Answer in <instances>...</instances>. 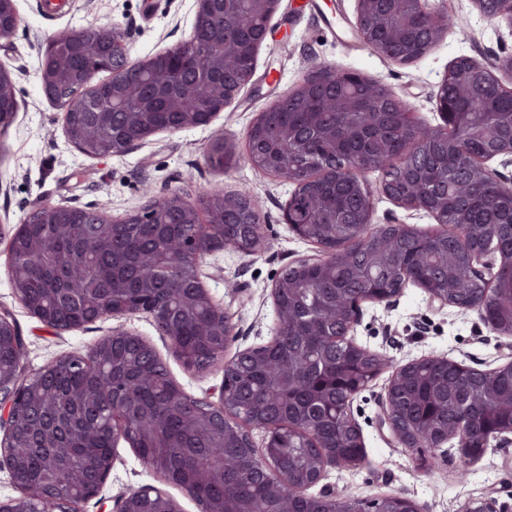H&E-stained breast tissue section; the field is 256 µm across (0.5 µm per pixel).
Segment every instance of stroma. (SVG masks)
<instances>
[{
  "label": "stroma",
  "instance_id": "1",
  "mask_svg": "<svg viewBox=\"0 0 512 512\" xmlns=\"http://www.w3.org/2000/svg\"><path fill=\"white\" fill-rule=\"evenodd\" d=\"M42 2L16 0L19 31L9 45H0V62L15 74L19 102L14 122L0 135V314L10 315L19 328L26 373L71 351L90 350L121 323L156 350L180 388L197 397L218 396L221 372L185 369L149 316L140 314L120 323L110 318L57 331L18 302L7 275V246L31 208L38 204L89 207L119 219L143 210L152 195L175 191L194 200L211 186L227 192L249 187L260 215L264 249L254 255L224 249L206 255L202 263L205 288L234 313L236 334L224 351L230 358L270 340L277 324L271 297L274 281L287 265L320 258L321 252L297 238L285 221L288 184L255 172L242 158L227 170L211 169L205 161L209 144L219 137L244 147L255 115L308 78L319 63L381 83L411 102L422 121L435 126L441 122L436 94L456 57L484 62L512 54V26L487 19L472 0H447L458 28L423 57L406 64L377 55L355 35V0H281L258 51L252 82L209 125L160 132L123 154L91 158L68 142L63 110L40 91L36 71L48 39L61 29L113 25L125 34L131 58L150 57L189 38L195 0H61L52 15L45 13ZM367 180L375 190L372 224H408L422 233L437 231L426 213L399 208L379 194L377 174L368 173ZM354 336L362 346L397 363L434 352L487 370L512 356V338L493 333L477 312L432 306L424 291L412 284L389 304H364ZM384 384L381 378L373 381L352 404L364 436V465L330 470L326 485L358 499L401 494L417 500L425 512H469L482 503L495 512H512V445L491 446L467 469L453 450L431 470L420 469L413 452L396 447L378 427ZM159 483V476L133 448L119 443L100 497L85 503L82 512H103L113 497Z\"/></svg>",
  "mask_w": 512,
  "mask_h": 512
}]
</instances>
